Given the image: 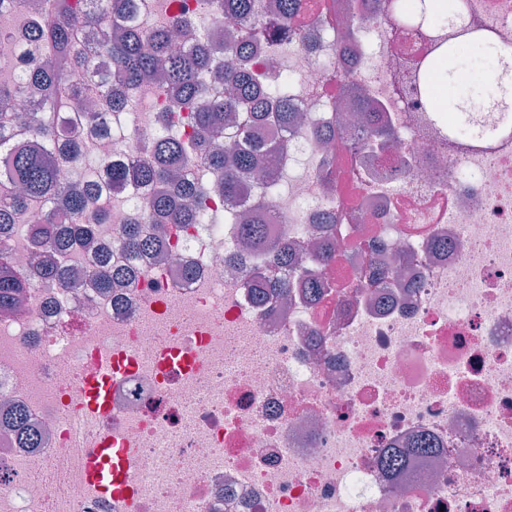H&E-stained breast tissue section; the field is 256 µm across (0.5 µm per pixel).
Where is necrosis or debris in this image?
<instances>
[{"label": "necrosis or debris", "instance_id": "1", "mask_svg": "<svg viewBox=\"0 0 512 512\" xmlns=\"http://www.w3.org/2000/svg\"><path fill=\"white\" fill-rule=\"evenodd\" d=\"M308 0L282 80L300 123L280 169L304 165L269 212L273 239L304 252L288 291L258 300L229 264L232 224L162 226L164 255L126 256L121 224L146 213L122 194L97 236L128 267L106 297L87 281L26 289L0 311V402L20 406L42 447L0 431V512H512V134L483 142L512 101V57L448 78L438 112L428 74L445 25L391 21L390 0ZM463 25L512 46V0H469ZM351 70L358 99L338 74ZM381 113L379 137L357 100ZM152 94L135 128L89 138L131 160L159 130ZM336 220V257L311 247ZM379 266L382 287L359 282ZM328 288L303 296L304 269ZM177 353L181 369L164 358ZM120 372L112 410L91 419L84 376ZM128 452L127 490L101 494L74 461L100 438ZM410 455L390 473L388 452Z\"/></svg>", "mask_w": 512, "mask_h": 512}]
</instances>
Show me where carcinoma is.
<instances>
[{
    "label": "carcinoma",
    "instance_id": "cac0c4a2",
    "mask_svg": "<svg viewBox=\"0 0 512 512\" xmlns=\"http://www.w3.org/2000/svg\"><path fill=\"white\" fill-rule=\"evenodd\" d=\"M44 2V13L21 25L34 48L25 65L26 77L38 94L34 111L21 123L13 112L19 88L13 75L0 76V240L13 225H28L35 244L52 248L38 267L40 280L48 286L58 284L74 276L68 252L91 243L96 225L110 218V210L102 207L96 218L84 220L90 199L113 190L134 194L147 186L153 193L149 214L122 225L118 239L130 252L159 247L154 224L196 223L217 193L230 204L250 195L252 216L242 224L241 233L257 241L261 252L272 247L265 236L264 216L273 205L270 193L279 180L250 194L243 176L263 163L270 169L278 163L276 151L256 134L257 127H284L297 116L288 111V97L280 87L262 83L244 56L265 32L264 26L251 21L260 0H199L215 16L242 19L243 26L222 58L202 46L171 49L173 30L191 25L174 0H164L165 8L173 6L179 13L148 34L132 24L139 0H84L80 7L69 0ZM303 9L304 0H281L278 26L293 28ZM88 24L100 29L92 48L82 41ZM98 56L111 59L112 69H99ZM157 74L166 85L160 115L165 133L142 141L129 165L105 160L95 176L79 174L86 160L84 126L103 119L101 136L109 137L112 113L128 111L133 98ZM195 157L205 164L207 179L183 185L180 169ZM63 168L70 178L62 176ZM8 265V253L0 249V308L13 305L23 288ZM122 277L120 271L99 270L89 282L111 289ZM6 425L21 445H35L21 413L11 415Z\"/></svg>",
    "mask_w": 512,
    "mask_h": 512
}]
</instances>
